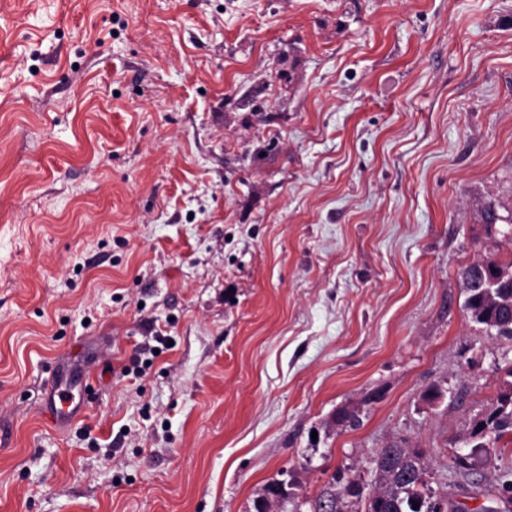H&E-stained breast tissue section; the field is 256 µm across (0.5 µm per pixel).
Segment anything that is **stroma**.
<instances>
[{"label": "stroma", "instance_id": "obj_1", "mask_svg": "<svg viewBox=\"0 0 512 512\" xmlns=\"http://www.w3.org/2000/svg\"><path fill=\"white\" fill-rule=\"evenodd\" d=\"M490 199L512 0H0V512H313L336 473L365 512L392 444L512 512V439L454 462L512 366L464 307L512 263ZM62 367L96 398L54 427ZM479 218L482 224L485 225L487 234L491 232L492 226L495 227L498 224H507V226H510L506 230H498V233L505 236L506 233H508L510 230H512V214L508 216H503L499 213V206L496 204L494 200H489L485 202L480 210H479ZM511 235V231L509 233V236ZM288 480H277L266 484L263 488V495L256 500V512H288L290 492L288 491Z\"/></svg>", "mask_w": 512, "mask_h": 512}]
</instances>
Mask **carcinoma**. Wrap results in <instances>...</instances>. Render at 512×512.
Listing matches in <instances>:
<instances>
[{
  "instance_id": "obj_1",
  "label": "carcinoma",
  "mask_w": 512,
  "mask_h": 512,
  "mask_svg": "<svg viewBox=\"0 0 512 512\" xmlns=\"http://www.w3.org/2000/svg\"><path fill=\"white\" fill-rule=\"evenodd\" d=\"M479 218L486 230L498 224H512V214L503 216L495 201L485 202L479 210ZM504 278L493 273L473 276L465 271L467 296L464 307L471 318L501 336L512 337V265L503 266ZM497 406L484 418L478 420L470 433L476 440L470 453L457 458L465 467L468 460L488 452L489 445L497 443L502 436L512 432V380L504 382ZM380 487L366 503V512H424L425 503L433 500L427 493L426 471L416 451L399 446L382 449L374 459ZM290 492L288 481L277 480L266 484L262 497L256 501V512H300V505L288 510ZM418 509H413L414 505Z\"/></svg>"
}]
</instances>
